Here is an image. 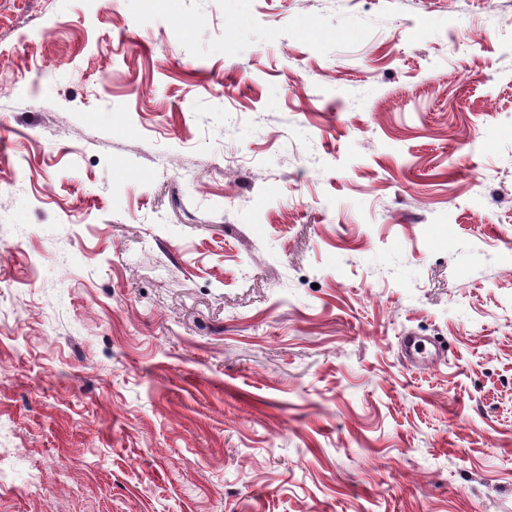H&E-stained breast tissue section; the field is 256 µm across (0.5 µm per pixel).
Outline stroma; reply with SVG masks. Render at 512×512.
<instances>
[{
	"label": "stroma",
	"mask_w": 512,
	"mask_h": 512,
	"mask_svg": "<svg viewBox=\"0 0 512 512\" xmlns=\"http://www.w3.org/2000/svg\"><path fill=\"white\" fill-rule=\"evenodd\" d=\"M0 512H512V0H0Z\"/></svg>",
	"instance_id": "stroma-1"
}]
</instances>
